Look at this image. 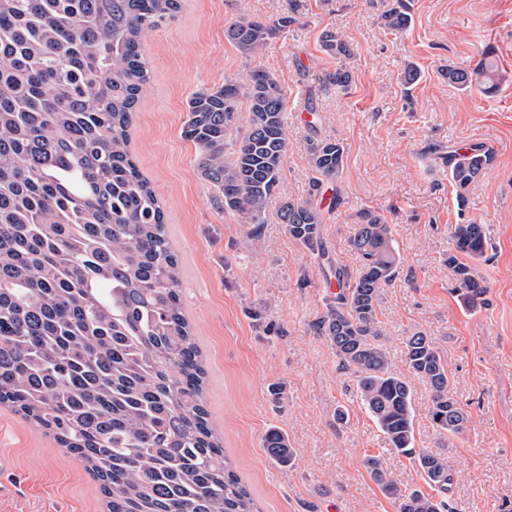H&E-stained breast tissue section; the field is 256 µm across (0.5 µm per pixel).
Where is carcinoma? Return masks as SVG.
Instances as JSON below:
<instances>
[{"mask_svg": "<svg viewBox=\"0 0 512 512\" xmlns=\"http://www.w3.org/2000/svg\"><path fill=\"white\" fill-rule=\"evenodd\" d=\"M180 8V0H0V404L84 463L100 482L106 512H259L211 428L201 351L182 309L180 261L163 206L130 150L134 112L150 82L144 39ZM380 20L400 31L411 16L387 3ZM294 22L241 18L225 35L256 56ZM320 43L338 61L324 82L347 86L350 44L329 29ZM447 75L460 89L500 79L488 53ZM284 111L282 86L260 68L187 101L182 133L199 150V176L253 235L288 149ZM344 153L333 139L309 144L312 196L340 179ZM492 161L476 147L448 153L458 201ZM279 218L292 239L325 256L320 205L284 200ZM451 238L448 267L461 296L483 305L487 286L472 262L485 255L486 232L456 224ZM351 247L360 267L353 277L336 269L339 292L316 329L356 377L391 450L445 492L447 462L415 447L412 388L389 369L378 343L381 290L397 271L391 226L361 212ZM405 358L430 387L436 430L462 433L466 417L448 396V369L433 342L421 332L406 337ZM263 447L283 467L295 462L276 429ZM365 466L397 512H454L443 498L398 487L377 457Z\"/></svg>", "mask_w": 512, "mask_h": 512, "instance_id": "cac0c4a2", "label": "carcinoma"}]
</instances>
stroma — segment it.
<instances>
[{"label":"stroma","mask_w":512,"mask_h":512,"mask_svg":"<svg viewBox=\"0 0 512 512\" xmlns=\"http://www.w3.org/2000/svg\"><path fill=\"white\" fill-rule=\"evenodd\" d=\"M409 28L385 30L374 0H181L177 18L145 42L152 77L132 126V152L160 198L182 261L185 313L200 345L213 429L260 512H397L367 472L379 457L400 487L427 489L423 473L391 451L315 328L331 297L330 265L356 273V213L369 209L393 231L399 273L380 295L382 342L394 373L409 377L416 445L447 460L446 494L458 512H512V0H404ZM294 24L263 53L243 55L225 35L231 20ZM355 51L348 86L322 82L336 61L322 52L324 29ZM492 51L499 90H459L447 67H470ZM420 78L404 88L405 62ZM270 71L283 87L288 151L260 236L224 211L197 171L184 139L195 90ZM345 147L338 190H325L319 262L291 239L282 200L304 201L310 139ZM495 144L492 164L457 202L440 158L448 148ZM339 205H332V197ZM483 225L490 247L476 261L487 303L469 309L446 259L456 224ZM429 336L451 377L449 394L467 417L442 437L428 415L430 389L410 377L404 339ZM348 417L338 421L337 410ZM280 428L297 452L293 467L272 461L263 436ZM0 512H105L99 483L73 454L0 404Z\"/></svg>","instance_id":"1"}]
</instances>
